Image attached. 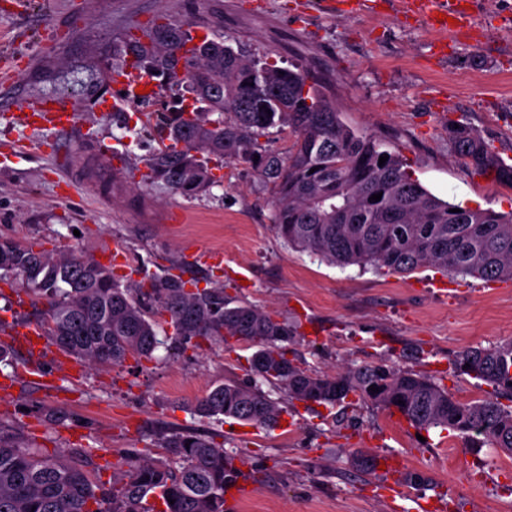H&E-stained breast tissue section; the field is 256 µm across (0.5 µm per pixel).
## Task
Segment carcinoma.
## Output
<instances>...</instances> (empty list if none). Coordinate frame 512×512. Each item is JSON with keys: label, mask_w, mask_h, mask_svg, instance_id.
<instances>
[{"label": "carcinoma", "mask_w": 512, "mask_h": 512, "mask_svg": "<svg viewBox=\"0 0 512 512\" xmlns=\"http://www.w3.org/2000/svg\"><path fill=\"white\" fill-rule=\"evenodd\" d=\"M190 41L184 24L170 21L119 49L142 74L183 86L194 99L191 111L156 113L160 146L147 159L142 185L192 199L216 183L212 161H238L271 184L273 231L294 249L341 267L401 275L434 267L484 281L512 277V213L431 194L398 156L343 122L304 71L251 62L217 36L189 48ZM276 126L293 137L286 156L259 142ZM448 139L464 165L492 170L512 187V166L469 127L450 126ZM384 154L388 160L381 164ZM379 193V201L370 200ZM0 270L44 301L43 335L91 366L150 360L160 346L181 355L194 338L230 336L254 348L249 381L210 387L192 403L201 417L273 430L283 413L275 393L332 407L352 394L399 412L419 430L448 429L512 454V408L457 401L433 378L387 362L332 374L303 368L288 358L286 342L295 334L288 323L247 301L224 298L222 288L188 289L169 268L123 283L110 266L13 241L0 251ZM160 319L172 329L166 341L157 337ZM454 364L512 396L511 340L465 349ZM159 447L164 458L129 457L107 484L86 453L50 452L18 430H0V512H224V490L240 471L223 446L205 435L175 432Z\"/></svg>", "instance_id": "1"}]
</instances>
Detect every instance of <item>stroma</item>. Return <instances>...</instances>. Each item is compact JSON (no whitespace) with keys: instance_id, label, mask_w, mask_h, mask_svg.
Listing matches in <instances>:
<instances>
[{"instance_id":"stroma-1","label":"stroma","mask_w":512,"mask_h":512,"mask_svg":"<svg viewBox=\"0 0 512 512\" xmlns=\"http://www.w3.org/2000/svg\"><path fill=\"white\" fill-rule=\"evenodd\" d=\"M398 0L371 11L330 12L326 0H0V239L36 242L112 264L138 280L178 265L197 288L222 287L279 321L307 331L288 346L289 358L319 372L390 362L423 372L461 402L495 398L486 382L461 374L453 360L470 347L512 340V280L456 277L438 293L442 275L424 268L400 276L371 267H339L288 248L271 221V187L248 165L224 162L207 194L187 199L139 184L158 132L129 131L139 113L127 104L100 111L106 76L120 46L155 24L185 22L192 34L217 35L246 59L307 72L336 102L342 120L375 135L435 196L473 209L512 212V187L466 168L448 140V126L477 132L512 165V0H476L473 24L482 45L460 39L435 53L434 33L405 21ZM68 101L76 131L26 127L14 116L40 98ZM26 153L10 156L14 141ZM78 157L113 150L122 156L107 183H86L53 170L50 149ZM220 251L223 265L205 262ZM248 271L250 287L235 274ZM0 279V345L13 382L0 396V424L20 425L42 447L81 448L101 464L102 481L126 452L156 457L163 433L213 434L233 452L244 479L238 512H419L445 497L451 512H512V456L451 430L417 437L401 415L360 402L326 410L295 401L272 431L236 428L229 418H203L192 402L217 382L250 377L243 342H201L178 357L84 367L78 379L54 360L42 370L59 390L52 397L23 373L31 355L13 343L16 324H38L44 305ZM64 409L60 425L43 421ZM395 457L401 471L431 478V486L400 484L395 501L381 496L382 470L363 472L355 451Z\"/></svg>"}]
</instances>
